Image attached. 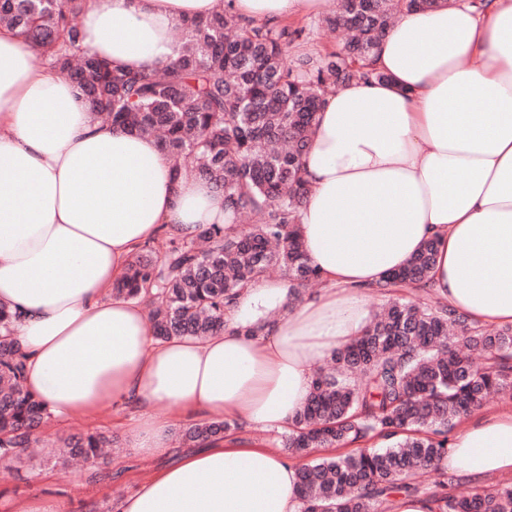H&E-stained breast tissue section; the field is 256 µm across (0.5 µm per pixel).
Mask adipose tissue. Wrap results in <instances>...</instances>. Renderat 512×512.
<instances>
[{"instance_id": "adipose-tissue-1", "label": "adipose tissue", "mask_w": 512, "mask_h": 512, "mask_svg": "<svg viewBox=\"0 0 512 512\" xmlns=\"http://www.w3.org/2000/svg\"><path fill=\"white\" fill-rule=\"evenodd\" d=\"M218 0H87L82 44L147 74L174 61L172 32ZM278 25L325 0H234ZM0 28V302L27 363L25 385L58 419L115 403L287 431L315 370L359 337L373 285L435 241L430 288L475 324L512 325V0L407 11L379 44L381 77L327 95L304 159L306 254L325 281L276 321L287 278L242 288L224 331L157 341L142 307L113 295L134 252L225 220L200 179H174L153 138L86 112L71 83L32 63ZM262 323L263 334L246 326ZM169 421L125 420L145 460L173 446ZM450 471L512 474V406L465 420ZM298 464L234 435L186 453L117 512H298Z\"/></svg>"}]
</instances>
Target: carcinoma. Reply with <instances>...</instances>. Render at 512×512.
<instances>
[{"label":"carcinoma","mask_w":512,"mask_h":512,"mask_svg":"<svg viewBox=\"0 0 512 512\" xmlns=\"http://www.w3.org/2000/svg\"><path fill=\"white\" fill-rule=\"evenodd\" d=\"M85 0H0V26L29 39L72 82L87 111L104 122L153 137L178 177H195L224 195L233 218L197 237L144 244L112 293L157 304L153 338L207 336L224 328L238 289L279 271L293 299L321 282L299 234L306 200L303 159L325 96L355 79L383 78L367 68L393 22L440 0H340L326 18L349 32L338 50L287 59L300 30L243 24L230 10L182 24L178 58L153 74L110 67L81 45ZM251 218L243 226L240 218ZM426 242L401 271L375 287L392 294L425 289L435 265ZM427 301L397 298L360 337L333 351L282 447L315 457L299 471V512H377L395 494H425L436 512H512V482L448 491V434L492 393L512 397V327L495 332L470 323L426 289ZM12 313L0 303V461L38 443L50 418L24 386L26 364L8 336ZM237 423L206 420L181 430L185 444L215 443ZM105 436L73 435L62 456L96 464ZM431 478L424 492L422 478Z\"/></svg>","instance_id":"cac0c4a2"}]
</instances>
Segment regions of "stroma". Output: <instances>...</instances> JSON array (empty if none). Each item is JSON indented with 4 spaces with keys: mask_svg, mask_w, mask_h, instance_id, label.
Listing matches in <instances>:
<instances>
[{
    "mask_svg": "<svg viewBox=\"0 0 512 512\" xmlns=\"http://www.w3.org/2000/svg\"><path fill=\"white\" fill-rule=\"evenodd\" d=\"M131 414V409L112 404L93 415L50 420L39 451L21 453L10 462L0 461V512H9V505L35 495L63 502L67 512H116L117 504L157 471V463L141 462L131 449L122 446L112 456L104 476L94 479L82 468L60 471L52 452L60 438L76 433L97 430L122 438L120 423Z\"/></svg>",
    "mask_w": 512,
    "mask_h": 512,
    "instance_id": "stroma-1",
    "label": "stroma"
}]
</instances>
